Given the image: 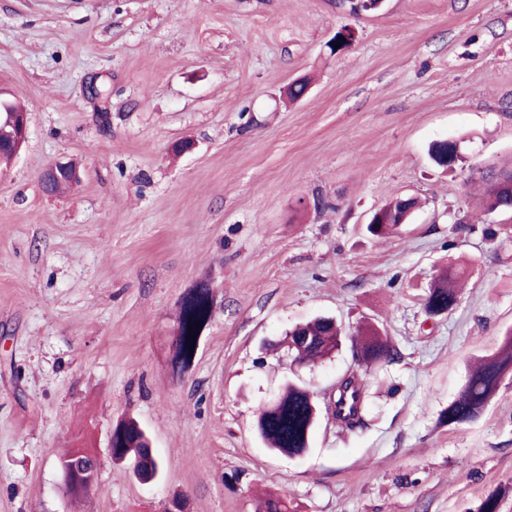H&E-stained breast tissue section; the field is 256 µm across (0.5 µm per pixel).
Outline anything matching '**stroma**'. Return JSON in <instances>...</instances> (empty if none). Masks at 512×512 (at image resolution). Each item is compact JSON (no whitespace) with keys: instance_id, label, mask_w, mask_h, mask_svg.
<instances>
[{"instance_id":"stroma-1","label":"stroma","mask_w":512,"mask_h":512,"mask_svg":"<svg viewBox=\"0 0 512 512\" xmlns=\"http://www.w3.org/2000/svg\"><path fill=\"white\" fill-rule=\"evenodd\" d=\"M0 87L30 112L0 170V512H73L57 462L77 446L101 460L83 512H255L265 491L293 512H478L495 491L512 512V376L475 420L439 421L512 328V214L480 203L512 167V0H0ZM443 139L455 169L428 154ZM60 158L80 180L46 192ZM395 191L420 208L370 237ZM451 266L466 286L429 316ZM201 287L183 370L178 309ZM318 316L377 325L394 358L346 340L295 361L286 331ZM349 376L368 396L352 430L326 407ZM289 379L322 406L300 458L254 429ZM128 415L154 482L109 458ZM209 290L202 288L190 293L179 310L172 347L175 359L183 366H188L194 359L201 334L212 318ZM197 322H202V328L196 329ZM188 326L192 327L191 335L197 334L193 352H190L192 344L191 336H188Z\"/></svg>"}]
</instances>
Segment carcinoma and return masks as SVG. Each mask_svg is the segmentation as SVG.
I'll return each mask as SVG.
<instances>
[{"label": "carcinoma", "instance_id": "obj_1", "mask_svg": "<svg viewBox=\"0 0 512 512\" xmlns=\"http://www.w3.org/2000/svg\"><path fill=\"white\" fill-rule=\"evenodd\" d=\"M512 182V169L503 170L489 179L483 192L486 208L491 211H508L512 188L498 187L496 181ZM386 223L378 224L368 232L382 236L394 231L396 223L405 216L400 194H392L389 201L380 208ZM460 271L452 268L441 273L430 288L426 298V312L435 314L451 308L456 302ZM212 318L210 292L202 288L190 293L182 302L177 318L172 347L175 359L187 366L195 357L190 351L191 337L188 333L200 335ZM202 323L196 328V323ZM288 351L295 357L308 362L322 360L336 351L340 343V331L330 320L316 318L304 324H297L286 333ZM358 358L365 362L378 361L394 356L387 339L376 327L358 331L353 339ZM512 372V329L508 330L496 353L478 360L468 371L467 381L457 397L448 404L440 420L456 426L475 419L491 402L494 393L504 378ZM318 421V404L309 389L294 382L287 383L277 401L270 406L259 405L255 428L265 445L272 451L288 457L303 455L309 448L312 431ZM113 455L128 458L135 463V472L149 479L158 475L160 465L146 445L145 431L133 418H126L114 426ZM63 458L76 459L85 467L98 465L96 456L86 448H73ZM256 512H289L286 498L267 494L257 502Z\"/></svg>", "mask_w": 512, "mask_h": 512}]
</instances>
